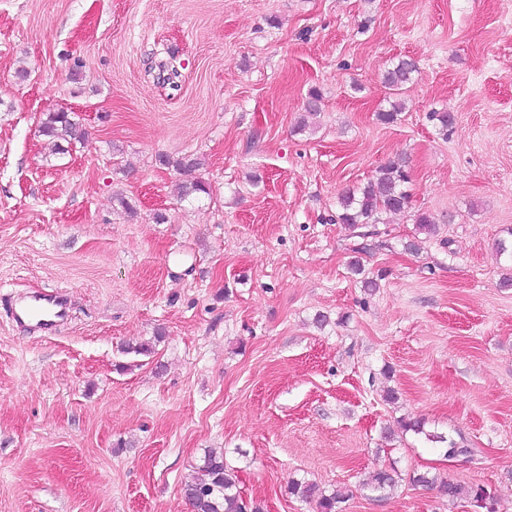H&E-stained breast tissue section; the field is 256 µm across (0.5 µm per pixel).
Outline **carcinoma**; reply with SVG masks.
Here are the masks:
<instances>
[{
  "label": "carcinoma",
  "instance_id": "1",
  "mask_svg": "<svg viewBox=\"0 0 512 512\" xmlns=\"http://www.w3.org/2000/svg\"><path fill=\"white\" fill-rule=\"evenodd\" d=\"M417 65L412 59H401L384 75L389 89L398 95L412 82ZM43 135L70 142H81L84 133L66 112H50L42 123ZM406 160L395 157L380 166L376 175L362 187L347 189L338 197V220L343 224H378L383 213L397 214L405 211L410 203L407 190ZM412 483L437 488L448 502L466 500L485 512H496L495 497L482 486H467L450 478H443L429 471L415 472ZM396 485V471L378 470L371 478V488L386 493ZM290 490L298 497L313 501L319 512H339L345 495L334 490L326 492L312 481H290ZM184 497L191 512H261L259 507L245 500L236 487V478L224 465V454L213 450L205 453L202 463L183 485Z\"/></svg>",
  "mask_w": 512,
  "mask_h": 512
}]
</instances>
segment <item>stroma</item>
<instances>
[{
  "mask_svg": "<svg viewBox=\"0 0 512 512\" xmlns=\"http://www.w3.org/2000/svg\"><path fill=\"white\" fill-rule=\"evenodd\" d=\"M59 111L85 144L42 135ZM399 155L406 211L337 223ZM191 177L208 191L181 198ZM502 240L512 0H0V512H191L212 448L261 512H317L294 478L344 491L341 512H474L410 482L426 469L512 512ZM50 291L70 300L55 331L12 319ZM389 467L394 491L367 488ZM417 72V65L412 59H401L397 64L389 68L385 75V83L389 89L394 91L395 95L401 94L407 89V85L412 82V75Z\"/></svg>",
  "mask_w": 512,
  "mask_h": 512,
  "instance_id": "obj_1",
  "label": "stroma"
}]
</instances>
